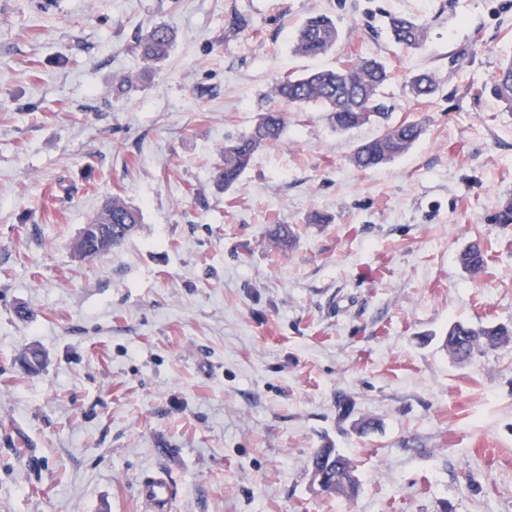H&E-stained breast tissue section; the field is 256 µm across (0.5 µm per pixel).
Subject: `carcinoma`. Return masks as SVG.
Instances as JSON below:
<instances>
[{"label":"carcinoma","mask_w":512,"mask_h":512,"mask_svg":"<svg viewBox=\"0 0 512 512\" xmlns=\"http://www.w3.org/2000/svg\"><path fill=\"white\" fill-rule=\"evenodd\" d=\"M389 38L406 48H417L426 39L423 23L405 15H391L387 23ZM339 39L335 20L318 13L307 17L297 29L292 42L293 52L300 56L317 57L328 53ZM173 36L168 29L157 26L138 42L141 58L146 62L164 59L171 48ZM390 79L386 66L371 57L351 54L342 66L317 70L298 76H288L276 83L274 93L286 106L314 105L329 114L332 126L342 132L370 121L381 127L379 135L359 145L350 157L360 169H373L394 161L407 153L420 139L423 127L415 121L388 123L389 112L383 101V88ZM411 96L418 102L429 100L437 90V83L429 73L412 77ZM493 93L512 111V55L501 63L493 80ZM286 120L281 112H266L252 130L224 145V162L217 179L224 187L239 184L255 152L261 147L275 146L283 139ZM140 212L118 198L112 199L84 225L74 253L82 258H94L121 245L140 223ZM270 240L281 248H289L294 231L288 224H273ZM461 268L471 274L481 273L487 263V253L473 242L458 257ZM512 341V327L506 324L475 325L455 321L448 325L443 336V347L449 356L465 362L475 354ZM312 460L328 475L323 491L346 499L360 491L357 466L353 460L335 448L317 449Z\"/></svg>","instance_id":"cac0c4a2"}]
</instances>
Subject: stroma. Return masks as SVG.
<instances>
[{
    "label": "stroma",
    "mask_w": 512,
    "mask_h": 512,
    "mask_svg": "<svg viewBox=\"0 0 512 512\" xmlns=\"http://www.w3.org/2000/svg\"><path fill=\"white\" fill-rule=\"evenodd\" d=\"M315 13L340 40L296 56ZM390 13L426 25L420 49L389 39ZM156 26L175 42L149 66L135 45ZM354 52L388 67L392 121L423 125L410 152L355 168L377 126L293 107L218 187L225 140L276 107L277 80ZM509 52L512 0H0V512H151L158 472L170 512H512V342L459 363L440 340L512 324V224L493 220L512 112L491 91ZM421 72L437 91L417 104ZM115 197L141 224L76 257ZM328 447L355 461V498L312 486ZM487 253L478 242L469 244L463 249L458 257L461 268L470 275L481 273L487 263ZM175 494L176 484L165 473L148 478L140 486V495L151 505L154 512H167Z\"/></svg>",
    "instance_id": "35a3bbf8"
}]
</instances>
